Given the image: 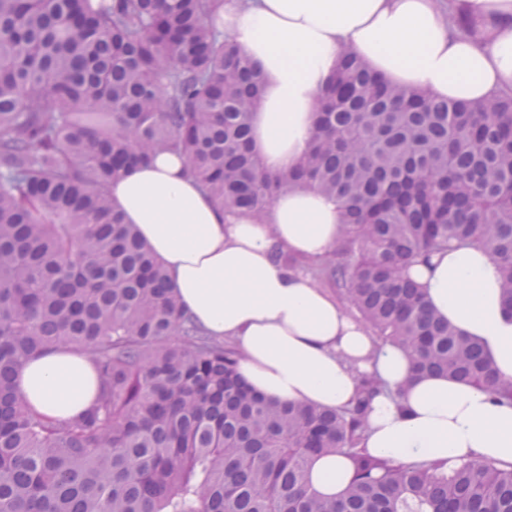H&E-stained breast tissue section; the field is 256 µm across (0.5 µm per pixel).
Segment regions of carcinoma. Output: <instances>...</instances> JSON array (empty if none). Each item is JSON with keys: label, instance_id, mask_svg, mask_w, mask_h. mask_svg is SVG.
<instances>
[{"label": "carcinoma", "instance_id": "obj_1", "mask_svg": "<svg viewBox=\"0 0 512 512\" xmlns=\"http://www.w3.org/2000/svg\"><path fill=\"white\" fill-rule=\"evenodd\" d=\"M224 0H0V512H512V464L394 465L362 447L363 375L347 409L282 404L238 374L240 352L194 324L162 263L112 207L113 180L159 151L228 215L274 188L336 200L343 263L321 262L417 374L512 403L480 343L429 310L403 267L483 247L512 304V92L440 100L344 51L303 161L276 183L250 148L262 76L217 30ZM59 346L91 358L95 402L33 413L16 371ZM339 451L344 496L307 481Z\"/></svg>", "mask_w": 512, "mask_h": 512}]
</instances>
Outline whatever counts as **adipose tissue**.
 <instances>
[{"label":"adipose tissue","instance_id":"obj_1","mask_svg":"<svg viewBox=\"0 0 512 512\" xmlns=\"http://www.w3.org/2000/svg\"><path fill=\"white\" fill-rule=\"evenodd\" d=\"M456 12L471 19V33L454 28ZM216 25L264 75L252 147L271 176L296 166L314 138L316 98L343 51L393 85L441 99L512 92V0H226ZM110 197L194 322L237 344L238 373L263 397L336 409L353 402L360 375H373L384 388L367 407L372 454L397 464L512 463L511 404L445 376L413 377L406 349L377 344L333 295L276 260L278 248L313 261L334 250L342 236L334 200L288 188L262 219L227 215L168 151L113 181ZM408 272L431 310L476 338L512 380V310L487 252L454 246ZM16 385L30 410L66 420L94 402L98 375L86 354L61 347L28 360ZM308 478L340 497L348 462L318 456Z\"/></svg>","mask_w":512,"mask_h":512}]
</instances>
